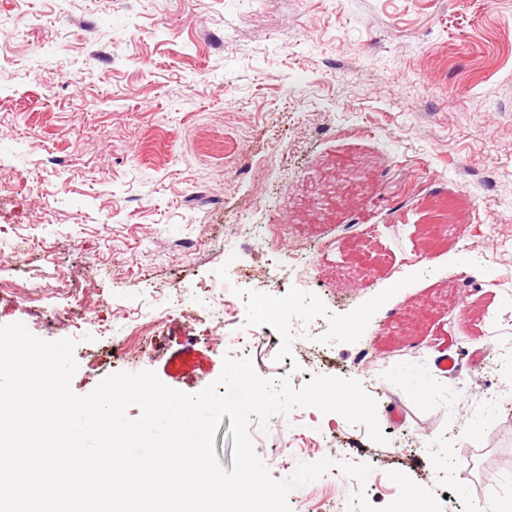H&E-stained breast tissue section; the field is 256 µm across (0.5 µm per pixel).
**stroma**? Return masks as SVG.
Here are the masks:
<instances>
[{"instance_id":"1","label":"stroma","mask_w":512,"mask_h":512,"mask_svg":"<svg viewBox=\"0 0 512 512\" xmlns=\"http://www.w3.org/2000/svg\"><path fill=\"white\" fill-rule=\"evenodd\" d=\"M1 28L0 325L75 340L80 396L144 370L196 394L227 357L357 380L386 443L314 407L250 423L274 479L372 467L290 512L384 507L393 471L442 512L512 500V0H0Z\"/></svg>"}]
</instances>
